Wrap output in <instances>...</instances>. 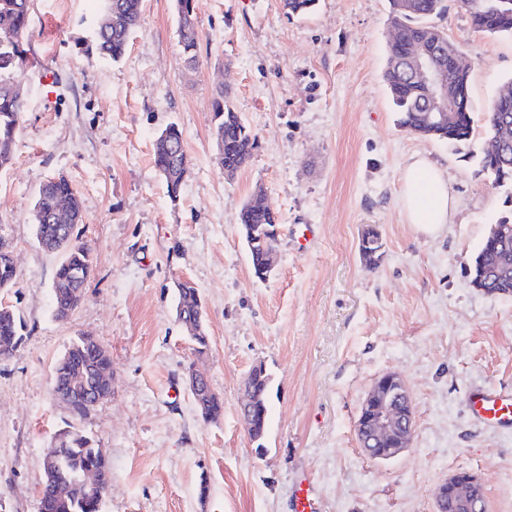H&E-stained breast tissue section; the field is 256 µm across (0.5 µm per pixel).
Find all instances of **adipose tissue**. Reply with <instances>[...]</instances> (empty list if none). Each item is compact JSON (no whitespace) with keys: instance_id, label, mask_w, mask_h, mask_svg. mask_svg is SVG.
<instances>
[{"instance_id":"ef3b65f1","label":"adipose tissue","mask_w":512,"mask_h":512,"mask_svg":"<svg viewBox=\"0 0 512 512\" xmlns=\"http://www.w3.org/2000/svg\"><path fill=\"white\" fill-rule=\"evenodd\" d=\"M401 181L400 210L406 223L428 236L451 223L455 203L442 170L418 155L407 163Z\"/></svg>"}]
</instances>
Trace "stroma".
<instances>
[{"label":"stroma","instance_id":"1","mask_svg":"<svg viewBox=\"0 0 512 512\" xmlns=\"http://www.w3.org/2000/svg\"><path fill=\"white\" fill-rule=\"evenodd\" d=\"M103 0H31L22 83L27 110L13 165L0 172V242L17 279L0 291L24 339L0 363V512H38L43 459L80 425L112 465L103 512H291L307 473L321 512H434L449 474L476 473L488 512H512V430L470 420V387L512 386V296L470 284L471 262L506 193L481 174L483 114L512 79V37L474 30L456 0L431 23L469 59L476 124L469 146L424 140L397 124L382 75L388 0H318L288 17L280 0H194L198 59L180 60L173 0H143L116 62L85 51ZM225 88L259 147L234 178L217 166L212 101ZM178 124L191 176L170 198L156 173L159 131ZM444 169L457 213L436 236L400 214L414 154ZM66 177L94 273L68 320L53 315L59 255L34 234L33 203ZM262 186L280 217L279 261L254 278L239 213ZM384 257L367 269L362 230ZM198 288L210 348L195 357L175 319L176 283ZM112 355L111 400L81 423L52 394L55 362L77 336ZM197 363L224 400L197 414L186 368ZM271 375L263 447L239 402L253 366ZM393 372L414 408L410 447L374 461L355 422L374 380ZM207 494H200V483ZM384 242L380 230L369 225L359 240V254L362 261L369 267H377L384 254Z\"/></svg>","mask_w":512,"mask_h":512}]
</instances>
